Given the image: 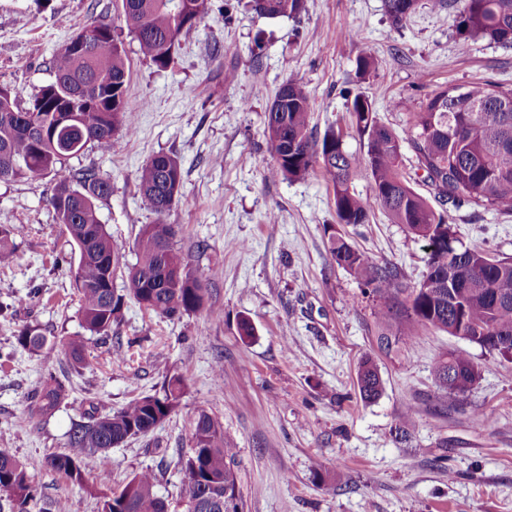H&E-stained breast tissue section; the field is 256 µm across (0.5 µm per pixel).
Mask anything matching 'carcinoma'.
I'll list each match as a JSON object with an SVG mask.
<instances>
[{"label": "carcinoma", "mask_w": 512, "mask_h": 512, "mask_svg": "<svg viewBox=\"0 0 512 512\" xmlns=\"http://www.w3.org/2000/svg\"><path fill=\"white\" fill-rule=\"evenodd\" d=\"M209 2L121 0V16L142 57L165 70L181 40L207 15ZM417 4L418 0H384L395 24L405 21ZM250 5L258 16L267 18L301 12L299 0H250ZM457 29L463 48L475 38L512 46V0H461ZM52 66L54 81L42 87L27 107L0 87V181L52 175L49 204L77 249L73 274L84 328L95 335H110L128 298L163 318L197 311L205 288L176 247L177 225L161 220L180 196L179 159L157 154L139 170V188L160 219L143 226L131 265L114 247L97 215V203L112 193L110 177L94 167L68 166L87 146L109 150L118 136L132 133L123 43L114 38L85 55L61 48ZM458 88L463 92L459 98L443 97ZM75 92L81 94L78 111H59ZM348 110L363 145L359 154L341 148L339 131L330 130L320 140L312 136L309 98L300 83L290 80L274 95L264 137L275 161L273 174L305 179L320 171L331 182L336 223H369L375 203L392 223L428 242L426 274L411 286L398 266L353 248L337 231L329 235V253L336 264L378 301L379 349L388 352L402 341L412 343L427 329L455 336L461 316L467 320L465 329L475 334L511 336L512 258L459 244L444 215L411 185L401 149L404 143L412 148L417 169L425 172L424 183L435 198L466 200L512 213V88L489 80L449 86L416 103L398 131L378 121L372 102L362 93L354 95ZM362 170L371 179L370 201L353 188ZM15 234L16 225L1 219L0 263L13 257ZM119 275L125 277L124 294L113 287ZM16 338L31 352L60 346L75 362H84L83 345L77 339L58 341L32 325L20 328ZM454 365L469 367L472 361L455 351L436 360L433 373L438 389L459 392L456 378L450 375ZM357 388L365 402L382 393L383 381L369 357L358 366ZM183 389L182 378L173 375L165 378L160 391L135 398L111 415L83 414L71 422L67 451L51 457L48 465L71 481L84 483L98 453L163 424L179 407ZM68 396L65 384L47 373L29 404L30 418L52 416ZM192 443V454L177 462L188 512H243L235 449L209 414L202 412L195 420ZM156 482L149 470L133 474L121 490L103 497L99 512H165ZM0 492L4 494L0 512H31L38 494L25 466L4 453H0Z\"/></svg>", "instance_id": "obj_1"}]
</instances>
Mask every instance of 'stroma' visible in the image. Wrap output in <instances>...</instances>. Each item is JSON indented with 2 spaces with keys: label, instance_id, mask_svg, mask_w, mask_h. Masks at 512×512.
I'll list each match as a JSON object with an SVG mask.
<instances>
[{
  "label": "stroma",
  "instance_id": "1",
  "mask_svg": "<svg viewBox=\"0 0 512 512\" xmlns=\"http://www.w3.org/2000/svg\"><path fill=\"white\" fill-rule=\"evenodd\" d=\"M120 13V0H0V87L28 105L53 81L56 51L88 19L114 26L129 60L136 133L108 152L86 148L70 165L110 176L112 194L97 214L131 263L142 226L157 219L138 172L154 155L179 158L181 196L165 220L178 227L177 246L203 281L205 303L169 320L126 301L102 341L81 324L74 247L48 203L51 176L0 182V216L19 229L13 262L0 267V451L25 465L45 498L65 499L67 512H98L97 497L51 470L47 457L66 452L65 434L81 412L114 413L177 374L186 383L177 411L99 454L101 492L152 470L170 512H186L175 463L189 453L204 411L236 451L243 512H512V359L433 330L379 351L375 304L331 258L326 230L339 227L413 285L426 271L423 242L378 208L369 223L337 226L323 175L270 176L263 136L277 89L292 79L308 94L314 135L341 130L345 147L359 152L347 92L369 96L380 122L397 130L409 114L395 101L412 105L486 80L512 87V46L479 39L461 47L456 7L434 0H419L400 25L383 0H305L299 15L277 18L259 17L248 0H212L160 71L141 57ZM365 54L375 68L361 76L356 61ZM444 209L463 245L512 257V214L468 203ZM243 317L252 337L239 333ZM25 325L81 339L83 365L61 350L20 347ZM451 350L480 372L461 394L433 383L435 361ZM367 356L384 381L369 404L356 386ZM49 372L70 396L54 416L30 418V398ZM408 411L415 430L400 444L395 427ZM480 414L487 423L477 422ZM440 456L446 469L435 465Z\"/></svg>",
  "mask_w": 512,
  "mask_h": 512
}]
</instances>
